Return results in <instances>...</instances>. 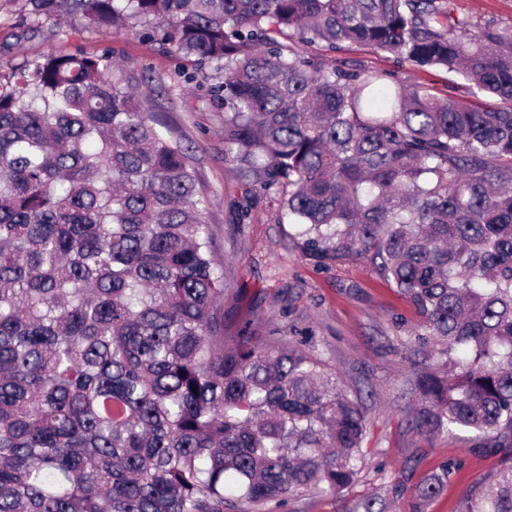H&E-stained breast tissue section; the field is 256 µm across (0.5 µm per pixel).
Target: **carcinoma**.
<instances>
[{
    "label": "carcinoma",
    "instance_id": "obj_1",
    "mask_svg": "<svg viewBox=\"0 0 512 512\" xmlns=\"http://www.w3.org/2000/svg\"><path fill=\"white\" fill-rule=\"evenodd\" d=\"M141 28L210 81L224 164L326 264L367 256L424 319L409 421L501 455L459 512H512V25L450 0H29ZM445 70L441 97L328 53ZM102 56L0 82V512H229L339 495L363 403L283 336L224 335L209 199L163 112ZM450 467L415 490L423 512ZM380 495L351 512H389Z\"/></svg>",
    "mask_w": 512,
    "mask_h": 512
}]
</instances>
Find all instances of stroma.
<instances>
[{
	"mask_svg": "<svg viewBox=\"0 0 512 512\" xmlns=\"http://www.w3.org/2000/svg\"><path fill=\"white\" fill-rule=\"evenodd\" d=\"M476 24L512 25V0H451ZM27 0H0V76L48 52L108 56L116 72L149 91L154 107L168 113L195 157L199 179L209 194L215 259L233 285L224 302V333L253 320L262 336H285L300 349L321 354L350 394L368 407L363 443L366 465L341 495H309L288 504L237 512H349L365 495H380L389 512H414V489L426 476L452 464L447 484L425 512H458L462 495L478 478L497 474L498 454L481 447L464 431L420 435L409 427L413 404L406 345L421 319L411 303L358 256L330 266L318 265L300 248L298 228L284 217L278 196L260 201L249 220L237 224L230 212L239 198L233 171L224 164V114L204 92L177 87V60L138 31L105 35L74 19L60 24L24 22ZM336 59L394 72L400 79L445 96H465L449 89L440 69H418L363 47L336 52Z\"/></svg>",
	"mask_w": 512,
	"mask_h": 512,
	"instance_id": "1",
	"label": "stroma"
}]
</instances>
